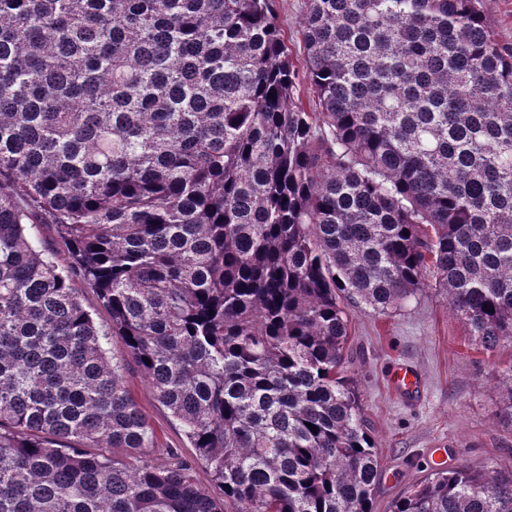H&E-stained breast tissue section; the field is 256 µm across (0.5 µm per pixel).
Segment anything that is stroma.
<instances>
[{
  "mask_svg": "<svg viewBox=\"0 0 512 512\" xmlns=\"http://www.w3.org/2000/svg\"><path fill=\"white\" fill-rule=\"evenodd\" d=\"M273 7L291 57L303 64L306 0H273ZM345 312V373L359 395L381 461L374 512H390L438 466L480 469L512 463V419L501 411L512 344L491 352L473 344L446 296L429 284L386 313L351 302ZM109 351L124 364L125 386L147 416L157 447L194 457L121 340L111 339ZM399 364L418 371L417 396L391 389L388 376Z\"/></svg>",
  "mask_w": 512,
  "mask_h": 512,
  "instance_id": "stroma-1",
  "label": "stroma"
}]
</instances>
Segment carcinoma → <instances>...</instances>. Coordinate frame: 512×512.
I'll return each instance as SVG.
<instances>
[{"mask_svg": "<svg viewBox=\"0 0 512 512\" xmlns=\"http://www.w3.org/2000/svg\"><path fill=\"white\" fill-rule=\"evenodd\" d=\"M302 36L272 0H0V512H373L341 300L433 281L512 343V43L481 0H307ZM393 512H512V465ZM307 0H273L278 25L294 62L301 66L305 58L302 19ZM108 347L110 362L113 354L117 361L125 365V386L147 416L154 431L156 448H178L184 456L195 457V449L188 448L179 427L171 420L168 410L156 400L147 378L128 356L121 340L111 338Z\"/></svg>", "mask_w": 512, "mask_h": 512, "instance_id": "obj_1", "label": "carcinoma"}]
</instances>
